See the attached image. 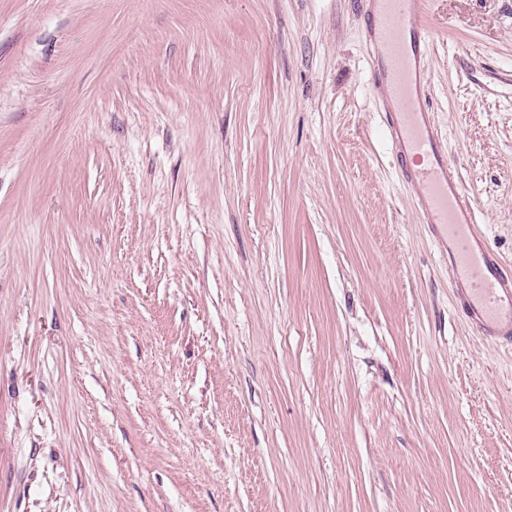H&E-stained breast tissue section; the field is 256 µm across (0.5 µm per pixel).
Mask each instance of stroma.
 Returning a JSON list of instances; mask_svg holds the SVG:
<instances>
[{"instance_id":"35a3bbf8","label":"stroma","mask_w":512,"mask_h":512,"mask_svg":"<svg viewBox=\"0 0 512 512\" xmlns=\"http://www.w3.org/2000/svg\"><path fill=\"white\" fill-rule=\"evenodd\" d=\"M424 81L512 266V0ZM363 0H0V512H512Z\"/></svg>"}]
</instances>
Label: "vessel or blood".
<instances>
[{
    "label": "vessel or blood",
    "instance_id": "vessel-or-blood-1",
    "mask_svg": "<svg viewBox=\"0 0 512 512\" xmlns=\"http://www.w3.org/2000/svg\"><path fill=\"white\" fill-rule=\"evenodd\" d=\"M367 7L378 12L370 37L392 148L440 254L448 259L457 306L487 340L512 346V268L487 249L472 201L450 173L447 143L426 103L427 0H369Z\"/></svg>",
    "mask_w": 512,
    "mask_h": 512
}]
</instances>
